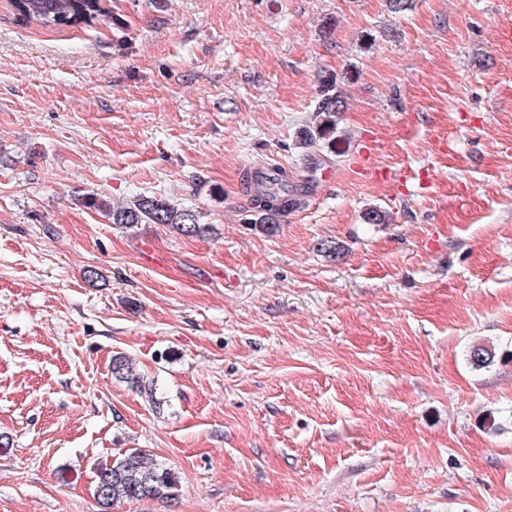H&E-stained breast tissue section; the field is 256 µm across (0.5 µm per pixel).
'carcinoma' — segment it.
Instances as JSON below:
<instances>
[{
  "mask_svg": "<svg viewBox=\"0 0 512 512\" xmlns=\"http://www.w3.org/2000/svg\"><path fill=\"white\" fill-rule=\"evenodd\" d=\"M11 6L24 18L45 25L89 23L104 11L101 0H11ZM344 108L345 101L340 94L323 95L313 111L312 126L305 130L301 145L308 148L324 141L335 146L337 120ZM249 184L254 212L252 225L265 234H271L280 224L283 213L299 205V191H275V185L285 188L287 184L275 182L262 171L253 172ZM84 204L103 214L111 223L125 228L139 224H166L185 235L206 231V225L200 222V214L178 207L164 198L139 196L115 205L92 195L85 199ZM112 374L138 388L149 401L156 402L153 385L144 381L127 357L112 358ZM177 483V477L153 455L138 449L100 464L95 470V487L101 488L98 502L106 509L120 499L171 501L177 495Z\"/></svg>",
  "mask_w": 512,
  "mask_h": 512,
  "instance_id": "carcinoma-1",
  "label": "carcinoma"
}]
</instances>
